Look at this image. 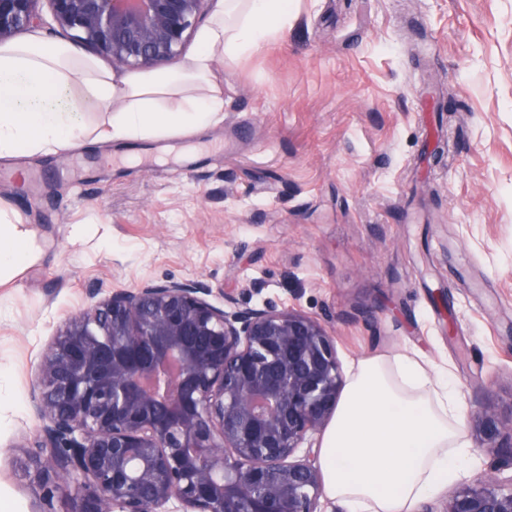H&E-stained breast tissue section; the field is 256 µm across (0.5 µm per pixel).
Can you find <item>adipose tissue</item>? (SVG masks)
<instances>
[{
	"mask_svg": "<svg viewBox=\"0 0 512 512\" xmlns=\"http://www.w3.org/2000/svg\"><path fill=\"white\" fill-rule=\"evenodd\" d=\"M295 10V0H224L187 61L121 79L36 36L0 46V156L61 150L85 133L88 112L107 113L104 135L117 141L209 126L224 110L216 60L283 39ZM38 257L29 229L0 222V280ZM464 419L448 370L412 352L352 361L323 440L327 494L345 512H413L466 468Z\"/></svg>",
	"mask_w": 512,
	"mask_h": 512,
	"instance_id": "1",
	"label": "adipose tissue"
}]
</instances>
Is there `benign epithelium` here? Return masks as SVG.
Masks as SVG:
<instances>
[{
	"instance_id": "1",
	"label": "benign epithelium",
	"mask_w": 512,
	"mask_h": 512,
	"mask_svg": "<svg viewBox=\"0 0 512 512\" xmlns=\"http://www.w3.org/2000/svg\"><path fill=\"white\" fill-rule=\"evenodd\" d=\"M40 0H0V45L38 26ZM53 23L112 64L182 55L209 0H47ZM200 282L114 288L67 317L37 365L42 422L27 450L38 496L71 512H325L320 434L344 379L333 337L290 308L241 307ZM493 467L441 512H512V414L467 413Z\"/></svg>"
}]
</instances>
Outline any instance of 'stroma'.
Returning a JSON list of instances; mask_svg holds the SVG:
<instances>
[{"mask_svg":"<svg viewBox=\"0 0 512 512\" xmlns=\"http://www.w3.org/2000/svg\"><path fill=\"white\" fill-rule=\"evenodd\" d=\"M296 9L283 40L216 62L220 122L0 157L41 254L0 286V512H40L20 459L46 344L145 280L314 316L345 365L416 351L466 408L512 409V0Z\"/></svg>","mask_w":512,"mask_h":512,"instance_id":"1","label":"stroma"}]
</instances>
